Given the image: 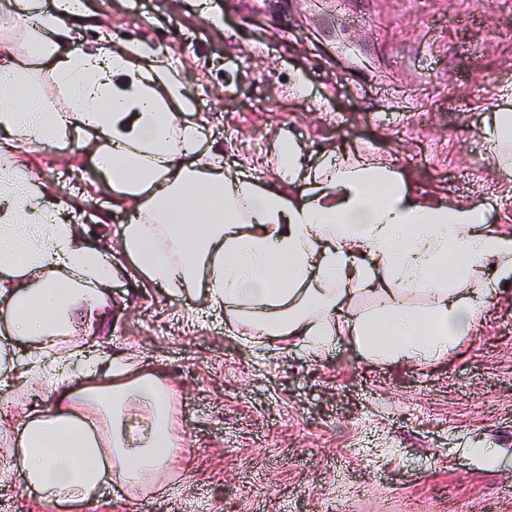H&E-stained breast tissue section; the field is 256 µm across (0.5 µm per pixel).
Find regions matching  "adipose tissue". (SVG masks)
<instances>
[{"mask_svg": "<svg viewBox=\"0 0 512 512\" xmlns=\"http://www.w3.org/2000/svg\"><path fill=\"white\" fill-rule=\"evenodd\" d=\"M87 10V0L33 14L19 0L0 6L23 46L0 47V392L45 394L17 414L7 450L24 490L60 506L113 484L143 489L170 472L181 435L161 373L102 349L60 353L74 330L92 339L104 328L120 269L59 195L29 185L19 146L82 136L113 208L131 214L120 246L141 274L176 298L206 293L229 327L318 359L341 336L373 358L448 357L490 298L465 287L471 268L495 260L496 282L512 283V236L479 206L420 203L392 169L332 149L307 166L290 142L273 180L233 169L207 123L192 120L194 100L161 48L78 44ZM45 74L60 108L43 104ZM484 141L511 169L512 110L494 111ZM450 253L457 266L438 273ZM416 292L425 309L407 303ZM363 297L379 307L349 315Z\"/></svg>", "mask_w": 512, "mask_h": 512, "instance_id": "obj_1", "label": "adipose tissue"}]
</instances>
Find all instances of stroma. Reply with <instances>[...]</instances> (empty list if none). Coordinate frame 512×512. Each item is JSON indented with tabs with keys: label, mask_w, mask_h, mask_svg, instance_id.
I'll list each match as a JSON object with an SVG mask.
<instances>
[{
	"label": "stroma",
	"mask_w": 512,
	"mask_h": 512,
	"mask_svg": "<svg viewBox=\"0 0 512 512\" xmlns=\"http://www.w3.org/2000/svg\"><path fill=\"white\" fill-rule=\"evenodd\" d=\"M82 42L143 40L167 61L224 150L273 178L278 141L308 164L329 147L384 162L415 196L478 203L512 233V172L483 132L512 109V0H89ZM350 36L342 48L335 33ZM35 188L67 186L78 223L112 244L127 211L80 140L15 153ZM107 214V225L96 222ZM103 346L163 373L182 430L156 487L105 489L58 507L0 484V512H512V287L498 285L452 356L375 361L353 339L310 358L224 330L204 295L191 305L143 276L111 290ZM474 448L495 449L493 465Z\"/></svg>",
	"instance_id": "1"
}]
</instances>
